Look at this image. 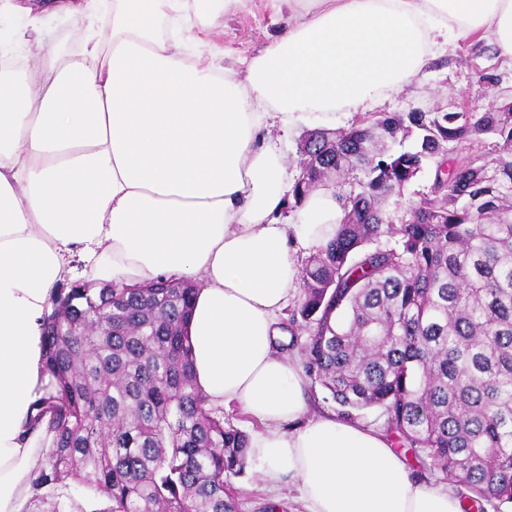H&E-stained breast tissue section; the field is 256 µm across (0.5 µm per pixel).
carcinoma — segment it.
I'll use <instances>...</instances> for the list:
<instances>
[{
  "mask_svg": "<svg viewBox=\"0 0 512 512\" xmlns=\"http://www.w3.org/2000/svg\"><path fill=\"white\" fill-rule=\"evenodd\" d=\"M300 208L334 191L336 236L301 270L288 319L303 367L342 408L380 407L402 448L464 491L512 504V102L475 112H384L300 141ZM432 186L392 223L408 172ZM196 282L55 291L42 323L48 378L31 427L51 443L34 512H234L250 464L193 379L185 336Z\"/></svg>",
  "mask_w": 512,
  "mask_h": 512,
  "instance_id": "cac0c4a2",
  "label": "carcinoma"
}]
</instances>
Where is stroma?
Here are the masks:
<instances>
[{
	"mask_svg": "<svg viewBox=\"0 0 512 512\" xmlns=\"http://www.w3.org/2000/svg\"><path fill=\"white\" fill-rule=\"evenodd\" d=\"M285 21L271 0H248L245 7L221 13L202 37L209 49L223 53L225 68L239 70L265 51ZM485 72L495 74L497 84L483 86L480 76ZM507 97L512 99V62L485 42L461 38L435 45L428 68L398 91L379 97L370 110L408 112L463 104L484 110L497 108ZM229 485L238 512H303L294 487L286 483L269 491L257 465L230 478Z\"/></svg>",
	"mask_w": 512,
	"mask_h": 512,
	"instance_id": "obj_1",
	"label": "stroma"
}]
</instances>
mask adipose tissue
I'll list each match as a JSON object with an SVG mask.
<instances>
[{"label": "adipose tissue", "mask_w": 512, "mask_h": 512, "mask_svg": "<svg viewBox=\"0 0 512 512\" xmlns=\"http://www.w3.org/2000/svg\"><path fill=\"white\" fill-rule=\"evenodd\" d=\"M288 20L242 70L196 36L224 0H10L6 16L67 10L77 57L36 39L21 75L0 71V512H22L46 446L27 432L42 394V317L80 248L96 279L199 283L186 333L208 404L237 403L264 482L292 481L306 512H462L417 479L378 431L331 413L303 421L306 375L283 352L280 314L300 283L295 247L325 244L342 210L318 189L299 222L277 214L291 185L272 125L365 109L426 67L451 35L512 59V0H285ZM182 26L162 36L164 18Z\"/></svg>", "instance_id": "ef3b65f1"}]
</instances>
